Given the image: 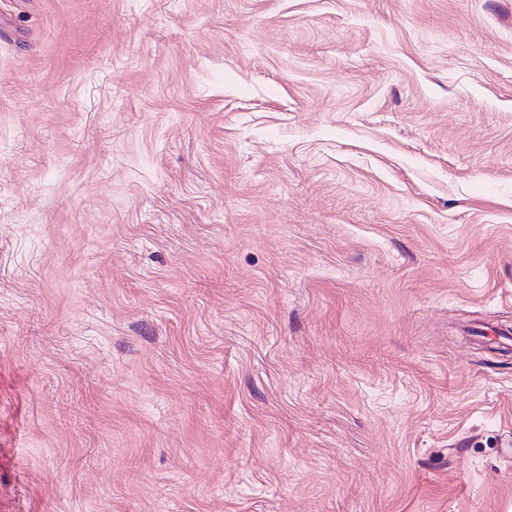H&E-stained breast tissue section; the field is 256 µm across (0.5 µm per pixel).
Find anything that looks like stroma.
Wrapping results in <instances>:
<instances>
[{
	"label": "stroma",
	"instance_id": "35a3bbf8",
	"mask_svg": "<svg viewBox=\"0 0 512 512\" xmlns=\"http://www.w3.org/2000/svg\"><path fill=\"white\" fill-rule=\"evenodd\" d=\"M512 0H0V512H512Z\"/></svg>",
	"mask_w": 512,
	"mask_h": 512
}]
</instances>
